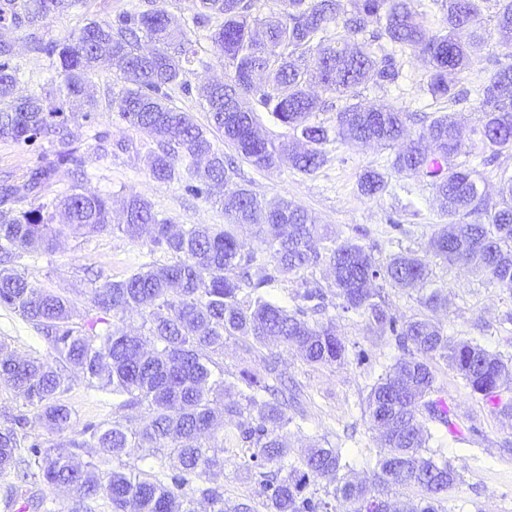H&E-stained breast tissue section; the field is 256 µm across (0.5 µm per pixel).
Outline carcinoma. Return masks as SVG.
<instances>
[{"mask_svg": "<svg viewBox=\"0 0 512 512\" xmlns=\"http://www.w3.org/2000/svg\"><path fill=\"white\" fill-rule=\"evenodd\" d=\"M191 25L174 29L167 12L153 7L124 13L116 20H91L62 40L31 35L29 50L52 61L60 82L61 104L39 94H17L20 69L13 64L11 44L0 40V138L16 144L47 142L51 157L23 181L0 182V305L17 312L42 334L46 358L19 353L0 341V381L25 403L39 409L38 418L56 435L28 440L29 420L8 413L0 422V475H14L5 505L22 503L21 512H43L46 499L32 492L37 485L64 486L70 497L61 512H91L102 499L112 512H256L250 502L224 500V488L210 484L214 470L224 469V442L248 449L244 466L263 488L266 512H332L331 503L308 492L312 481L333 484L325 494L353 505V512H404L385 499L392 486H413L425 494L420 512H438V503L458 481L448 460L425 455L431 434L422 418L450 428V410L439 396L430 365L435 356L451 361L471 394L492 408L512 411L500 392L512 366L494 352L468 340L449 343L443 330L426 318L398 321L386 307L384 286L420 287L419 303L435 309L441 289L429 280L430 260L472 264L498 287L512 291V201L491 203L481 176L466 158L472 150L446 114L434 116L418 139L397 152L392 168L408 176H424L435 186L441 211L453 230L434 232L424 250L395 256L381 266L367 247L352 240H330L324 227L286 198L266 203L244 186L224 153L192 116L169 104V90L183 87V77L198 61L194 29L212 19L209 38L224 54L229 68L225 83H207L199 93L212 126L224 133L238 154L257 168L286 162L304 174L326 162L323 145L342 143L391 146L407 135L410 115L389 105L366 106L354 90L371 79L379 86L395 83L400 71L396 53L411 51L427 64L424 89L435 101L460 104L470 91L458 87L459 75L476 51L495 39L501 56L476 89L481 112L476 133L491 155L512 150V0L495 2L494 32L486 31L482 4L488 0H434L444 12L441 29L430 35L420 0H285L287 9L259 19L254 0H192ZM80 0H0V26L39 28L55 13ZM154 43L150 53L139 42ZM509 62H501V58ZM112 69L128 84L112 95L110 109L133 128L161 139L147 156L151 176L170 181L180 170L198 178L187 186L196 196L216 198L229 223L190 224L179 230L160 218L145 199L133 196L124 207L125 220L114 224L110 198L72 187L61 197L46 191L57 174L80 168L68 124L78 117L92 122L97 101L87 84L97 69ZM317 85L322 94L310 92ZM73 107L66 113L64 105ZM264 110L288 127L290 137L277 145L256 133V112ZM336 111L333 128L313 121L318 112ZM383 173L367 168L358 189L366 197L386 190ZM66 224H54L56 211ZM473 217L470 222L466 217ZM266 229L261 248L244 250L235 226ZM73 237L119 232L132 240L148 232L150 252L169 255L130 276L105 280L90 289L92 308L122 318L136 315L138 333L90 316L82 325L71 321L70 301L33 285L18 260L34 244L53 250L62 231ZM326 261L333 270L334 291L307 286L299 304L288 309L268 300L263 288ZM342 299L345 312L367 320V330L400 352L395 363L372 385L366 400L370 421L384 428L389 453L379 458L370 483L354 482L341 449L313 448L298 463H288L281 431L292 418L288 408L297 393L282 380L276 361L262 359V370L244 371L240 383L224 382L217 358L224 338L234 336L250 347L271 339L298 347L314 365L344 361L347 349L333 320L312 321L309 315L329 306V296ZM117 399L115 411L140 410L141 418L123 416L111 422H89L75 429L72 409L63 396L74 378ZM238 418L236 430L220 434L216 422ZM96 454L75 462L79 452ZM133 448L164 450L158 471L135 476L110 466Z\"/></svg>", "mask_w": 512, "mask_h": 512, "instance_id": "carcinoma-1", "label": "carcinoma"}]
</instances>
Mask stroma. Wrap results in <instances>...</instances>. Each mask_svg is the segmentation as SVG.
<instances>
[{
  "instance_id": "35a3bbf8",
  "label": "stroma",
  "mask_w": 512,
  "mask_h": 512,
  "mask_svg": "<svg viewBox=\"0 0 512 512\" xmlns=\"http://www.w3.org/2000/svg\"><path fill=\"white\" fill-rule=\"evenodd\" d=\"M148 6V0H82L80 7L54 14L40 33L44 38L60 40L88 21L109 22L118 14ZM27 36L24 28L0 29V40L12 44L13 61L24 74L18 91L23 95L51 92L56 72L49 59L29 51ZM196 39L200 61L187 74L186 87L171 90V104L208 128L214 145L233 156L234 150L225 144L223 134L211 129L209 114L199 95L201 85L227 80L229 71L206 31H198ZM397 61L398 81L384 87L371 82L361 85L357 89L360 101L385 102L415 114V122L408 126L414 137L427 125L429 117L442 112L454 115L465 142L478 156H487L488 151L476 133L478 101L473 99L460 105L432 101L423 89L427 72L423 58L406 52L398 55ZM113 79L108 69L93 75L91 92L98 109L91 122H75L70 126L84 159L85 173L77 176L60 172L51 187L52 195L68 194L78 185L85 191L111 197L112 221L116 224L122 220L125 200L133 196L148 200L159 217L171 219L176 225L224 223L220 207L188 192L189 176L183 174L168 182L152 178L146 167V155L157 141L151 134L129 127L118 113L109 110ZM100 134L109 142H124L126 151L103 153L96 141ZM325 150L326 164L311 175L285 163L259 169L236 158L237 181L262 200L288 197L305 208L317 223L325 225L329 235L366 246L381 263L407 250H424L432 233L447 223L448 218L438 209L428 179L391 173L393 149L333 142ZM48 151L45 144L24 146L0 139V178L26 175L41 165ZM368 167L388 175V189L382 196L368 198L358 190V177ZM149 260L142 242L104 232L82 238L61 236L52 251L34 249L24 254L19 267L37 286L69 298L72 320L81 324L91 312L89 291L96 274L125 278ZM432 270L434 284L442 288L445 296V305L435 313L434 319L448 338L474 340L512 360V325L504 321L506 314L512 313V292L498 288L487 276L468 266L436 262ZM305 281L329 287L328 265L323 263L279 277L266 293L273 301L292 307ZM326 315L333 319L336 332L346 345L344 362L311 365L296 348L272 344L249 349L241 340L231 337L224 341L220 363L225 380L235 382L242 371L261 370L263 357L277 358L284 377L297 384L302 393V413L294 417L286 430L290 459L299 461L311 445L325 440L349 452L355 460L354 477L368 480L384 447L378 430L363 411L364 402L372 384L387 366L394 364L398 352L373 337L363 317L332 306ZM0 339L26 355L42 358L48 354L36 328L4 307H0ZM361 351L367 355L362 362L357 359ZM431 365L459 426L458 431L451 432L438 423L430 425L434 435L432 448L443 450L459 474L457 484L443 503L444 512H512V416L494 411L480 397L472 395L445 358L434 357ZM64 401L72 409L77 424L112 417L111 395L87 389L83 381L73 382ZM245 454L244 448L225 444L224 470L214 475L213 481L223 486L226 500L247 498L258 506L264 495L257 481L242 466Z\"/></svg>"
}]
</instances>
